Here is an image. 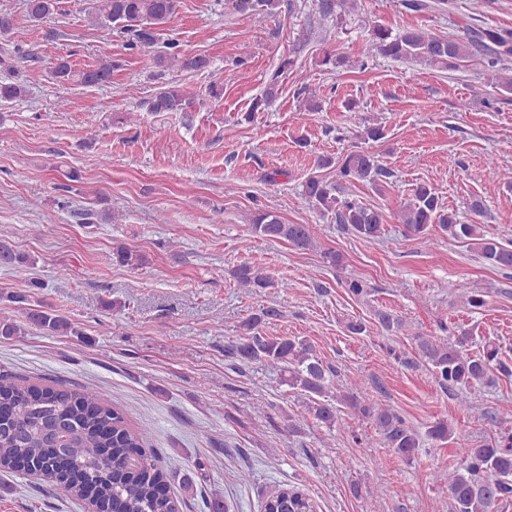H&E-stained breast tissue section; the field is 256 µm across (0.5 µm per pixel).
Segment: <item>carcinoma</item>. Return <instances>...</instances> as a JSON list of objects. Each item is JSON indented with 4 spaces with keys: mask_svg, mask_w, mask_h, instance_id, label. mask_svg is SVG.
<instances>
[{
    "mask_svg": "<svg viewBox=\"0 0 512 512\" xmlns=\"http://www.w3.org/2000/svg\"><path fill=\"white\" fill-rule=\"evenodd\" d=\"M58 0H28V13L35 22L44 21L57 10ZM179 0H91L89 16L103 31L130 33L129 47L150 48L158 42L160 28L178 12ZM369 54L397 62H418L442 69H456L474 57L495 72L497 85L512 92V69L505 61L512 56V29L502 27L463 28L459 34L438 35L420 27L394 32L375 24L370 30ZM161 68L178 65L184 70L208 66L202 56H187L175 51L157 57ZM115 64L101 60L92 67L76 69L70 60L60 57L53 67L54 78L61 83L80 86H105L112 83ZM26 93L25 86L0 81V101H12ZM186 105V94L170 84L149 102L152 112H178ZM336 168V177L321 170ZM390 172L378 158L364 151L343 153L336 158L323 157L303 184V195L322 215L332 214L342 229L369 242L384 236V215L351 193L358 183L380 187ZM404 233L424 243L433 241L439 230L448 238L476 245L479 256L492 267L512 278V241L502 242L479 232L476 224H467L442 203L435 190L425 184L414 189L398 216ZM251 236L286 241L297 250H308L315 243L309 224H286L269 209L254 212L245 228ZM120 264L132 269L144 263L136 249L121 246L114 252ZM241 288H268L273 282L263 269L244 263L232 272ZM275 308H266L244 323L246 333L232 345L231 354L241 367L263 363L283 372V383L304 396L307 411L328 427L338 422L341 407L351 410L362 423L374 427L385 443L401 459L410 462L422 447L421 435L391 406L366 398L356 386L336 389L331 394L333 371L318 357L314 345L305 336H268L261 325L277 318ZM27 324L55 335L74 331L59 309H25ZM374 321L385 332H399L404 321L386 310L374 312ZM446 338L417 335L415 351L426 364L440 388L452 394L466 414L479 419L492 417L490 411L473 403L467 391L492 387L497 377L512 378V363L503 359L495 341L473 344L472 331L452 323ZM65 433L61 447L68 449V464L84 474L96 487L95 508L107 512L116 503L124 512H176L177 501L170 494L167 474L152 460L147 432L130 425L123 412L110 406L103 394L95 391L72 392L29 384L0 372V470H12L18 460L34 463L51 474V482L65 496L84 499L83 488L71 481L66 471L55 470L45 457L44 448L57 425ZM452 429L445 419L434 422L426 437L445 442ZM458 465L447 472H435V489L448 496L452 512H499L500 505L512 501V432L459 449ZM264 512H314L313 504L296 487L280 488L270 494Z\"/></svg>",
    "mask_w": 512,
    "mask_h": 512,
    "instance_id": "obj_1",
    "label": "carcinoma"
}]
</instances>
